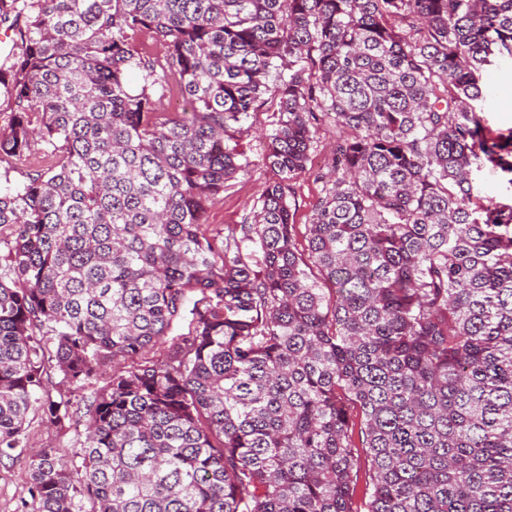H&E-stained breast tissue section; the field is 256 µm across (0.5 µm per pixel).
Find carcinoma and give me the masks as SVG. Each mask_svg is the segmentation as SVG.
I'll list each match as a JSON object with an SVG mask.
<instances>
[{"label":"carcinoma","mask_w":512,"mask_h":512,"mask_svg":"<svg viewBox=\"0 0 512 512\" xmlns=\"http://www.w3.org/2000/svg\"><path fill=\"white\" fill-rule=\"evenodd\" d=\"M12 17L0 162L52 163L3 174L0 457L30 415L61 421L47 365L92 389L80 463L33 452L27 512H353L355 415L366 512H512V204L473 185L512 174L474 107L512 0H0ZM173 84L183 112L159 107ZM266 95L276 180L210 233ZM324 117L348 136L300 250ZM511 178L512 174L487 165L476 173L475 189L483 197H490L499 203L510 205L512 204V185L509 183ZM292 205L295 210V238L299 249L306 244L305 224H309L313 205L322 189V183L315 180L314 174H306L298 178L292 187Z\"/></svg>","instance_id":"1"}]
</instances>
